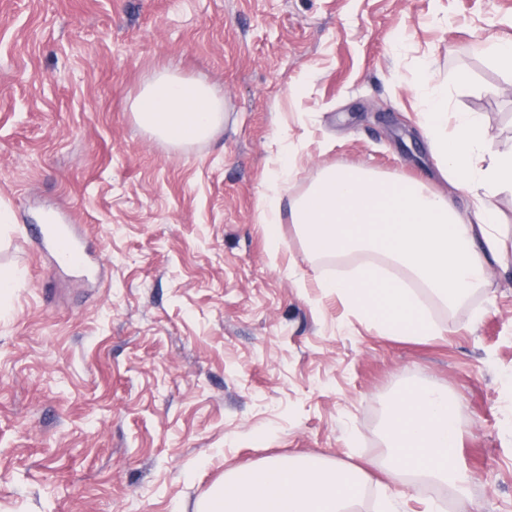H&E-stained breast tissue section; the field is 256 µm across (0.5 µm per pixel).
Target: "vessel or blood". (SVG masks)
Listing matches in <instances>:
<instances>
[{"label":"vessel or blood","mask_w":512,"mask_h":512,"mask_svg":"<svg viewBox=\"0 0 512 512\" xmlns=\"http://www.w3.org/2000/svg\"><path fill=\"white\" fill-rule=\"evenodd\" d=\"M34 231L41 253L52 258L59 268L87 274L94 272L95 258L78 231L76 214L70 211L45 213Z\"/></svg>","instance_id":"1"}]
</instances>
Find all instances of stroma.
<instances>
[{
	"label": "stroma",
	"mask_w": 512,
	"mask_h": 512,
	"mask_svg": "<svg viewBox=\"0 0 512 512\" xmlns=\"http://www.w3.org/2000/svg\"><path fill=\"white\" fill-rule=\"evenodd\" d=\"M498 38L512 0H0V512H195L225 473L297 455L361 468L356 512H380L386 412L411 386L459 402L467 502L409 487L400 512H512V262L450 311L420 292L440 334L386 336L323 286L372 254L309 257L257 211L333 164L467 201L417 77L511 150L512 72L480 51ZM163 68L219 90L211 138L137 125ZM63 209L96 277L33 247Z\"/></svg>",
	"instance_id": "35a3bbf8"
}]
</instances>
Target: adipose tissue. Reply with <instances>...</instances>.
I'll return each instance as SVG.
<instances>
[{
	"instance_id": "1",
	"label": "adipose tissue",
	"mask_w": 512,
	"mask_h": 512,
	"mask_svg": "<svg viewBox=\"0 0 512 512\" xmlns=\"http://www.w3.org/2000/svg\"><path fill=\"white\" fill-rule=\"evenodd\" d=\"M421 125L436 166L471 195L462 207L450 196L400 176L359 167L324 168L302 194L280 207L264 196L258 215L269 230L281 217L296 224L313 258L365 251L391 272L369 264L327 281L365 321L389 336H431L438 325L424 313L412 288L420 286L456 306L489 283L492 264L506 245L490 195H512V151L491 152L489 129L472 114L448 111V94L429 87ZM139 126L157 138L189 144L210 138L224 122V107L205 82L155 72L132 99ZM461 437L458 407L447 390L418 387L388 410L390 482H425L462 489L455 465ZM360 472L320 457L269 459L225 474L201 498L196 512H352L361 496Z\"/></svg>"
}]
</instances>
